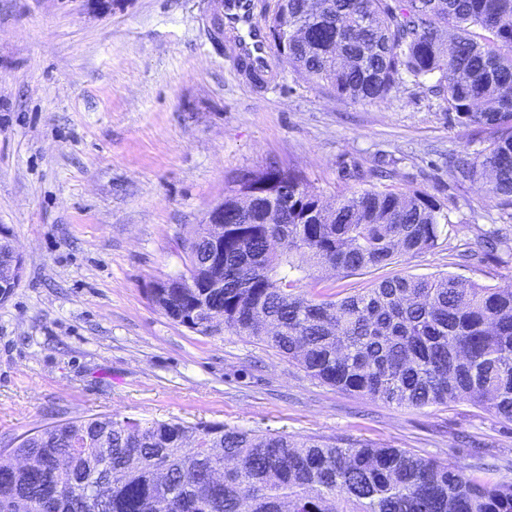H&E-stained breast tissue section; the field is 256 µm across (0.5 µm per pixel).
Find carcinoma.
<instances>
[{
    "mask_svg": "<svg viewBox=\"0 0 512 512\" xmlns=\"http://www.w3.org/2000/svg\"><path fill=\"white\" fill-rule=\"evenodd\" d=\"M306 2H287L306 30L288 34V67L353 101L408 83L443 100L451 120L489 132L453 177L488 180L512 209V0ZM451 223L426 191L374 184L330 201L295 168L245 170L224 193L220 260L195 225L185 270L198 287L158 281L150 300L204 336L222 319L348 394L410 408L467 402L511 424V283L394 274L336 299L310 273L396 265L438 247ZM23 266L0 229V270L16 284ZM162 501L166 512H512V480L350 438L110 415L0 452V512H157Z\"/></svg>",
    "mask_w": 512,
    "mask_h": 512,
    "instance_id": "1",
    "label": "carcinoma"
}]
</instances>
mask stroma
<instances>
[{"label":"stroma","mask_w":512,"mask_h":512,"mask_svg":"<svg viewBox=\"0 0 512 512\" xmlns=\"http://www.w3.org/2000/svg\"><path fill=\"white\" fill-rule=\"evenodd\" d=\"M208 0H0V227L24 259L0 302V451L55 421L107 414L350 437L512 478V425L467 403L413 409L307 376L266 344L204 336L148 291L183 271L180 243L234 174L301 169L334 197L346 166L385 160L454 219L437 248L392 273L512 281V215L448 157L485 133L415 88L352 101L281 66L262 93L215 49Z\"/></svg>","instance_id":"stroma-1"}]
</instances>
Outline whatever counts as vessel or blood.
I'll use <instances>...</instances> for the list:
<instances>
[{
	"label": "vessel or blood",
	"mask_w": 512,
	"mask_h": 512,
	"mask_svg": "<svg viewBox=\"0 0 512 512\" xmlns=\"http://www.w3.org/2000/svg\"><path fill=\"white\" fill-rule=\"evenodd\" d=\"M224 18V58L251 87L277 82L272 50L256 12L255 0H221Z\"/></svg>",
	"instance_id": "1"
}]
</instances>
